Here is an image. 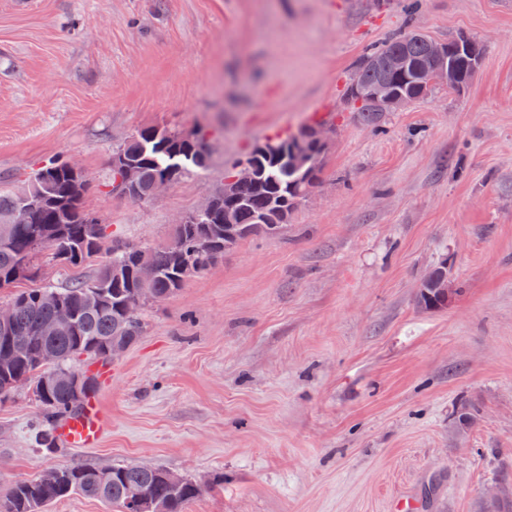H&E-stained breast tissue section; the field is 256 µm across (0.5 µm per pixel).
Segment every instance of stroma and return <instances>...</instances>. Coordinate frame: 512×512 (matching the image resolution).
Returning a JSON list of instances; mask_svg holds the SVG:
<instances>
[{"label": "stroma", "mask_w": 512, "mask_h": 512, "mask_svg": "<svg viewBox=\"0 0 512 512\" xmlns=\"http://www.w3.org/2000/svg\"><path fill=\"white\" fill-rule=\"evenodd\" d=\"M409 30L466 34L481 66L364 124L344 86ZM325 114L320 182L281 231L145 308L98 385L99 446L43 452L30 390L0 401V498L128 463L194 478L186 512H512V0H0V185L73 162L108 239L170 244L227 162ZM145 126L200 132L213 166L113 195ZM440 266L457 293L429 310Z\"/></svg>", "instance_id": "1"}]
</instances>
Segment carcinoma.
Instances as JSON below:
<instances>
[{"mask_svg": "<svg viewBox=\"0 0 512 512\" xmlns=\"http://www.w3.org/2000/svg\"><path fill=\"white\" fill-rule=\"evenodd\" d=\"M428 41L422 32L410 31L368 49L357 63V80L349 81L345 99L351 111L368 124L383 117L371 98L372 89L384 78V61L393 53L405 54L419 68L428 65ZM477 57L464 49L453 50L446 61L448 86H467L479 68L482 46L476 45ZM397 91L413 100L422 98L418 78L411 73L393 76ZM202 136L189 138L154 126L144 127L117 145V149L138 161V197L149 199L154 183L161 177L159 163L168 155L177 156L178 172L185 177L206 171L212 157L205 150ZM316 161L308 176L287 172L263 157L248 155L263 168L260 179L241 191V202L231 206L219 198L215 210L203 222L176 227L174 244L148 251L134 244L112 242L110 256L91 279L72 277L67 281H44L34 288H25L10 299L14 306L12 326L8 333L0 332V356L5 357L17 345L25 346L31 356L0 363V397L10 396L13 384L29 379L35 400L43 411L35 432L38 447L56 449L53 428L59 416L77 409L95 391L93 376L76 366L82 357L110 360L106 349L111 346L128 348L143 331L142 302L134 312L127 303L140 296L137 270L147 259L156 267L152 284L160 303L173 297L191 278L207 271L210 263L224 257V251L239 241L262 231L275 235L305 200L303 183L315 184L322 172V151L315 150ZM71 168L62 160H52L35 170L25 186L43 195L42 203L30 212L29 223H13L19 205L21 189H0V286L33 279L34 261L44 256L58 268L71 271L89 261L102 249L105 227L86 209L85 202L70 193ZM233 207L236 223L224 224V209ZM267 217L271 223L259 228L258 221ZM26 264L29 274L16 275L20 264ZM435 281L421 290V303L426 307H442L448 295L436 288V281L447 276L446 267L434 271ZM53 292L72 313V324L53 336H42L38 328L60 315V311L45 305L42 296ZM69 372L84 378L86 384L79 394L63 384L44 382L49 371ZM146 495L143 507L158 512H185L186 505L201 493L200 485L188 477L173 482L165 469L130 464H114L106 482H101L90 465L58 468L42 476L16 484L9 497L0 502V512H46L57 500L72 494L109 502L118 512H137L134 495Z\"/></svg>", "mask_w": 512, "mask_h": 512, "instance_id": "cac0c4a2", "label": "carcinoma"}]
</instances>
